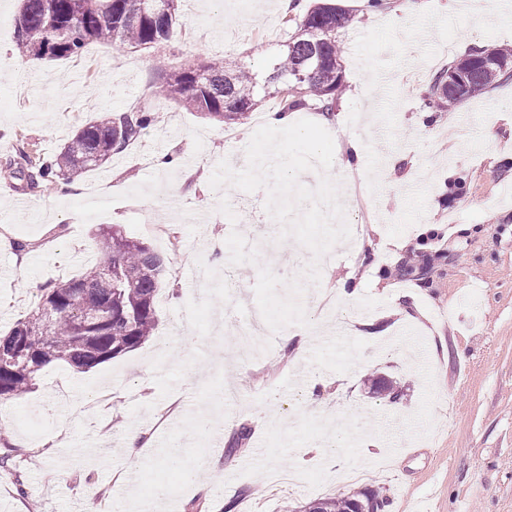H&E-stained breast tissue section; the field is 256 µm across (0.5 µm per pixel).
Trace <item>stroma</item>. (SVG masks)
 <instances>
[{
	"mask_svg": "<svg viewBox=\"0 0 512 512\" xmlns=\"http://www.w3.org/2000/svg\"><path fill=\"white\" fill-rule=\"evenodd\" d=\"M336 2L354 21L339 33L344 87L324 127L335 143L365 145L357 167L337 157L330 170L360 232L332 248L319 284L306 287L309 324L286 332L304 355L292 357L286 334L261 323L265 350L246 364L224 282L253 295L258 270L229 266L226 238L239 231L284 278L311 254L278 241L266 190L216 191L209 179L221 160L246 166L245 147L278 101L265 97L229 143L222 125L152 90L160 73L217 54L267 77L296 30L281 0H183L168 42L93 43L61 61L20 56L13 25L0 28V335L47 284L96 262L100 229L120 227L169 267L156 330L140 348L85 372L50 365L23 397L0 398V440L19 445L15 474L0 471V512H94L91 488L111 512H149L160 484L161 512L194 502L201 512H299L353 491L336 478L349 469L367 472L364 487L389 497V512H512V81L434 114L424 77L433 59L512 45V0H487L490 24L467 14L466 0H423L398 27L399 0L377 10ZM133 107L156 122L75 189L34 188L21 173L18 145L51 156L98 112ZM163 156L173 164L158 167ZM144 224L165 227L164 239ZM431 229L444 238L427 246L421 270L390 276ZM353 282L356 300L339 299ZM358 317L376 335L355 336ZM381 376L402 389L398 402L371 393ZM103 389L109 401L94 404ZM200 410L212 428L196 427ZM244 425L251 435L236 453L214 446L213 431L228 441ZM135 429L151 436L137 456L126 449ZM174 444L188 448L194 481L165 459Z\"/></svg>",
	"mask_w": 512,
	"mask_h": 512,
	"instance_id": "35a3bbf8",
	"label": "stroma"
}]
</instances>
